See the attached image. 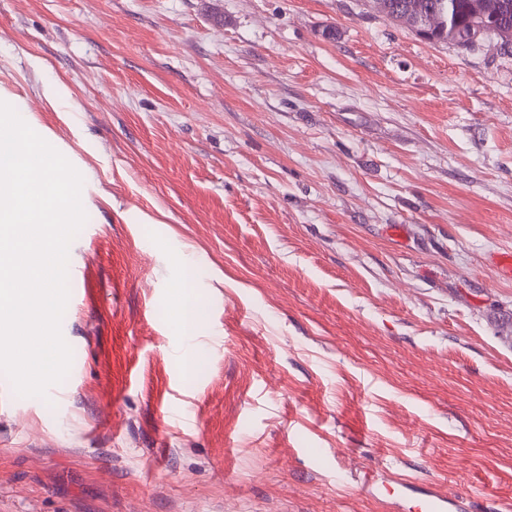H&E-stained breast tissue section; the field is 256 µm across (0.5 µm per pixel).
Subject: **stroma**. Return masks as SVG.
Instances as JSON below:
<instances>
[{
  "mask_svg": "<svg viewBox=\"0 0 512 512\" xmlns=\"http://www.w3.org/2000/svg\"><path fill=\"white\" fill-rule=\"evenodd\" d=\"M0 100L87 213L68 375L0 374V512H512L495 42L372 0H0Z\"/></svg>",
  "mask_w": 512,
  "mask_h": 512,
  "instance_id": "1",
  "label": "stroma"
}]
</instances>
